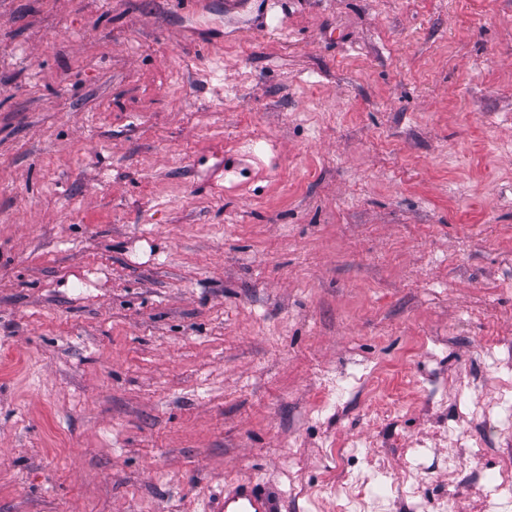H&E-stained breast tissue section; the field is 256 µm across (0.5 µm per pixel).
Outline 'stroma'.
I'll return each instance as SVG.
<instances>
[{"mask_svg":"<svg viewBox=\"0 0 512 512\" xmlns=\"http://www.w3.org/2000/svg\"><path fill=\"white\" fill-rule=\"evenodd\" d=\"M207 2L0 0V512H512V0ZM221 512H275L272 497L250 482H240L225 490Z\"/></svg>","mask_w":512,"mask_h":512,"instance_id":"35a3bbf8","label":"stroma"}]
</instances>
